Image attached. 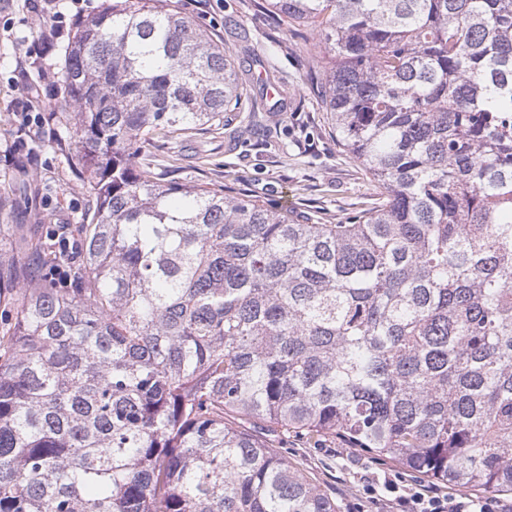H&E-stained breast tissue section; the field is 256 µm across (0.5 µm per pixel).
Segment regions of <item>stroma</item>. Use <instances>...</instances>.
Returning a JSON list of instances; mask_svg holds the SVG:
<instances>
[{"label":"stroma","instance_id":"1","mask_svg":"<svg viewBox=\"0 0 512 512\" xmlns=\"http://www.w3.org/2000/svg\"><path fill=\"white\" fill-rule=\"evenodd\" d=\"M177 6L230 55L243 106L226 113L222 130L143 143L141 158L155 172L174 170L180 183L282 207L299 224H341L376 206L378 185L338 142L320 103L314 80L330 57L315 33L279 21L266 0H178ZM4 17L13 20L0 26V240L6 242L18 224L74 223L89 201L69 161L53 149V129L17 139L12 101L29 96L36 110L57 112L63 94L38 88L39 67L27 51L44 26L25 0H0ZM254 109L256 126L245 119ZM283 454L335 500L338 512L364 504V478L381 481L401 469L336 441L307 448L292 438Z\"/></svg>","mask_w":512,"mask_h":512}]
</instances>
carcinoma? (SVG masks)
<instances>
[{
	"instance_id": "obj_1",
	"label": "carcinoma",
	"mask_w": 512,
	"mask_h": 512,
	"mask_svg": "<svg viewBox=\"0 0 512 512\" xmlns=\"http://www.w3.org/2000/svg\"><path fill=\"white\" fill-rule=\"evenodd\" d=\"M267 2L315 25L379 203L297 224L158 177L139 143L243 91L172 0H102L54 140L93 211L0 249V512H336L290 437L512 491V0Z\"/></svg>"
}]
</instances>
